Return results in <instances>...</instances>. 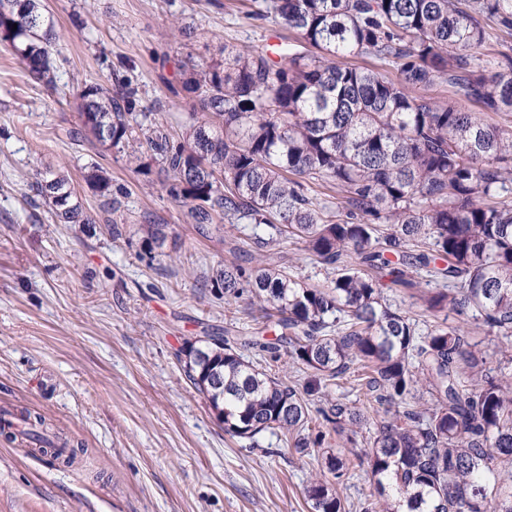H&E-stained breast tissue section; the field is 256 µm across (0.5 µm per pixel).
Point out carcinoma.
I'll use <instances>...</instances> for the list:
<instances>
[{
    "instance_id": "carcinoma-1",
    "label": "carcinoma",
    "mask_w": 512,
    "mask_h": 512,
    "mask_svg": "<svg viewBox=\"0 0 512 512\" xmlns=\"http://www.w3.org/2000/svg\"><path fill=\"white\" fill-rule=\"evenodd\" d=\"M297 31L301 49L237 51L192 61L183 81L190 121L173 134L136 111L140 87L84 85L85 127L98 141L128 150L138 173L149 157L164 173L167 195L188 208L201 229L218 221L244 224L266 248L284 239L304 244L332 269L327 284L295 278L282 255L257 267L216 270L224 300L247 295L266 305L260 333L226 329L186 343L184 374L224 416V430L250 447L268 432L302 455L322 450L320 475L305 488L313 512H345L337 490L348 468L331 433L357 444L366 418L323 394L351 366L383 409L367 443L373 492L360 512H512V131L484 123L463 101L512 111V53H479L484 20L512 30V0H270ZM17 29H12V26ZM54 21L40 0H0V42L42 82H54ZM354 56L393 67L392 80L348 63ZM439 80L454 97L421 94ZM83 179L99 197L108 230L122 234L123 208L112 179L97 163ZM321 180L341 195L342 216L316 205L305 183ZM33 187L59 224H95L75 199L69 177L49 171ZM149 259L165 242L146 229ZM426 269L443 283L422 297L423 311L466 315L435 326L392 308L382 279L413 288ZM490 337L492 353L470 340V327ZM305 370L302 387L260 370L248 350ZM34 443L53 463H74L78 450Z\"/></svg>"
}]
</instances>
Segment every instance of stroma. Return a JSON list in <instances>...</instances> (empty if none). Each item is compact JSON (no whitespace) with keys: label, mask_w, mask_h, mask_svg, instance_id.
Wrapping results in <instances>:
<instances>
[{"label":"stroma","mask_w":512,"mask_h":512,"mask_svg":"<svg viewBox=\"0 0 512 512\" xmlns=\"http://www.w3.org/2000/svg\"><path fill=\"white\" fill-rule=\"evenodd\" d=\"M59 35L54 86L0 46V409L43 416L79 464H49L24 438L0 437V512H312L304 489L320 471L271 434L258 447L231 436L187 380L176 353L205 330L251 334L259 304L225 302L210 278L265 254L246 230L200 232L124 153L82 127L78 83L111 73L140 86L138 111L173 123L190 107L186 55L217 58L295 41L266 0H42ZM99 163L126 194L124 229L58 224L31 188L65 171L83 206L82 177ZM144 224L163 225L148 260Z\"/></svg>","instance_id":"stroma-1"}]
</instances>
